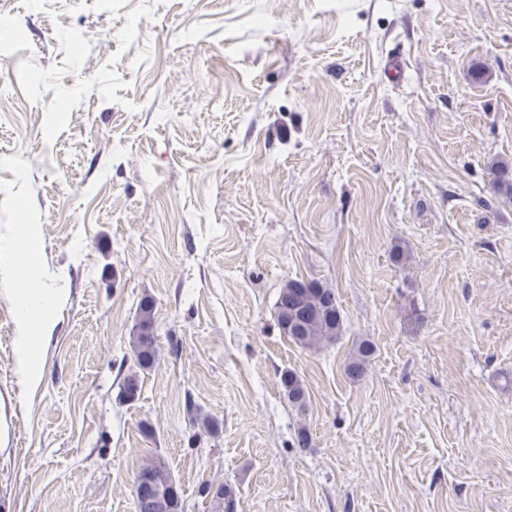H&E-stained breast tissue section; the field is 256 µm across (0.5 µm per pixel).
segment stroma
<instances>
[{
  "instance_id": "obj_1",
  "label": "stroma",
  "mask_w": 512,
  "mask_h": 512,
  "mask_svg": "<svg viewBox=\"0 0 512 512\" xmlns=\"http://www.w3.org/2000/svg\"><path fill=\"white\" fill-rule=\"evenodd\" d=\"M0 13V248L37 232L35 267L0 261V512H136L158 457L183 512L208 482L237 512H512V204L488 170L512 160V0ZM290 279L335 289L336 342L280 332ZM42 283L62 296L24 388L17 291ZM147 295L160 360L128 401ZM280 385L289 402L298 409L306 406L307 393L299 377L292 371H284L280 376Z\"/></svg>"
}]
</instances>
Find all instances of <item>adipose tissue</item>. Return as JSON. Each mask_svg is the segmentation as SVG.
Returning <instances> with one entry per match:
<instances>
[{"label": "adipose tissue", "mask_w": 512, "mask_h": 512, "mask_svg": "<svg viewBox=\"0 0 512 512\" xmlns=\"http://www.w3.org/2000/svg\"><path fill=\"white\" fill-rule=\"evenodd\" d=\"M58 301L59 296L53 289L39 288L22 296L17 303L16 372L24 384H34L42 375V368L36 360L35 348L53 332V326L46 320L45 315L56 307Z\"/></svg>", "instance_id": "adipose-tissue-1"}]
</instances>
